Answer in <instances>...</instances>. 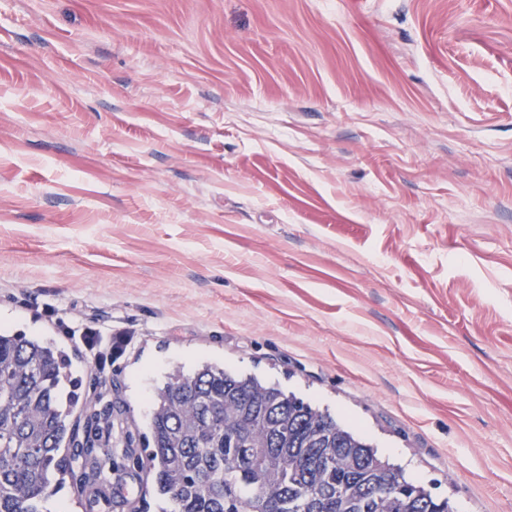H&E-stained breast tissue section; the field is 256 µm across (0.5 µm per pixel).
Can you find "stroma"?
<instances>
[{
  "label": "stroma",
  "mask_w": 512,
  "mask_h": 512,
  "mask_svg": "<svg viewBox=\"0 0 512 512\" xmlns=\"http://www.w3.org/2000/svg\"><path fill=\"white\" fill-rule=\"evenodd\" d=\"M0 327L116 403L107 512L202 361L512 512V0H0Z\"/></svg>",
  "instance_id": "35a3bbf8"
}]
</instances>
